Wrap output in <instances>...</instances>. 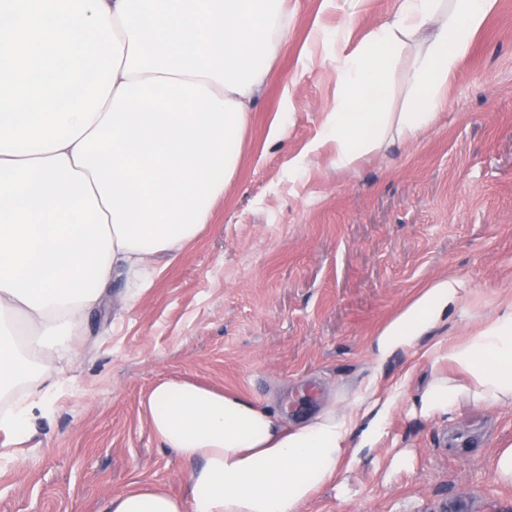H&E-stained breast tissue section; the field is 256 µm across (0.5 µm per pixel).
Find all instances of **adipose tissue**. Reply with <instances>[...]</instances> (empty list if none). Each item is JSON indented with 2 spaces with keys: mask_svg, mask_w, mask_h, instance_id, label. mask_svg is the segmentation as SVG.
<instances>
[{
  "mask_svg": "<svg viewBox=\"0 0 512 512\" xmlns=\"http://www.w3.org/2000/svg\"><path fill=\"white\" fill-rule=\"evenodd\" d=\"M497 0H396L354 50L336 30L341 97L314 144L337 164L389 133L417 138L447 108L444 89ZM292 0H0V398H26L0 431L28 432L57 387L47 350L106 305L118 271L139 285L196 239L233 179L256 90L271 75ZM413 49L406 108L386 92ZM464 291L421 289L370 340L378 361L407 350L461 367L418 399L430 416L461 400L512 405V296L474 334L435 330ZM397 397L372 382L357 410L281 425L232 391L162 380L142 407L151 434L192 468L179 497L138 482L103 512H306L383 436Z\"/></svg>",
  "mask_w": 512,
  "mask_h": 512,
  "instance_id": "adipose-tissue-1",
  "label": "adipose tissue"
}]
</instances>
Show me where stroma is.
<instances>
[{"instance_id":"1","label":"stroma","mask_w":512,"mask_h":512,"mask_svg":"<svg viewBox=\"0 0 512 512\" xmlns=\"http://www.w3.org/2000/svg\"><path fill=\"white\" fill-rule=\"evenodd\" d=\"M395 0H296L271 78L257 90L234 178L211 219L149 288L127 276L54 355L59 389L26 438L0 433V512H99L134 481L182 495L189 465L140 416L149 388L188 378L238 390L285 424L349 412L372 378L400 385L386 433L309 512H512L492 471L512 407L425 417L432 361H375L371 336L419 289L465 288L436 333L471 335L512 293V0L497 5L448 79V107L417 139L350 165L309 146L341 96L336 28L358 46ZM285 136L268 142L274 120ZM399 453L408 468L385 472Z\"/></svg>"}]
</instances>
